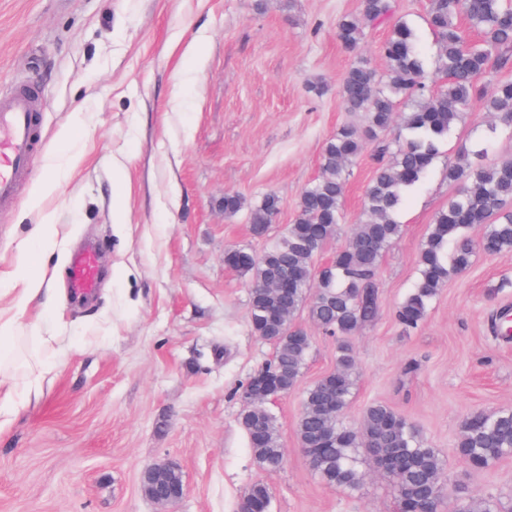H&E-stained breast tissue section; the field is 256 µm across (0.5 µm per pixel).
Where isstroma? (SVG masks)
<instances>
[{
  "label": "stroma",
  "instance_id": "obj_1",
  "mask_svg": "<svg viewBox=\"0 0 512 512\" xmlns=\"http://www.w3.org/2000/svg\"><path fill=\"white\" fill-rule=\"evenodd\" d=\"M391 21L366 30L360 48L336 38V21L360 0H0V92L33 84L43 144L14 204L0 211V275L19 243L51 221L68 252L97 248L93 297L68 294V265L48 264L55 309L39 322L52 372L41 394L0 420V512H157L141 492L149 464L173 460L187 485L174 512H235L253 481L270 512H396L389 481L363 458L362 488L344 492L310 470L296 423L308 386L336 366V340L306 328L312 349L298 386L270 403L286 461L254 462L238 416L241 386L271 358L248 318L249 281L224 263L226 247L262 251L292 223L302 190L320 173L326 142L350 121L339 98L347 70L385 71L392 21L414 27L436 89V38L428 0H393ZM395 218L400 238L379 270L380 309L353 340L358 379L346 414L384 403L413 421L448 462L458 489L512 503V456L481 472L454 453L463 421L512 407V342L495 339L496 314L512 308V251L476 253L441 288L425 320L403 331L395 310L417 279L419 248L455 193L449 164L512 158V129L482 101L442 141ZM60 169L51 192L49 159ZM123 168L127 221H112V172ZM375 167L350 168L344 223H360ZM240 198L232 215L225 194ZM269 193L281 210L267 238L251 209Z\"/></svg>",
  "mask_w": 512,
  "mask_h": 512
}]
</instances>
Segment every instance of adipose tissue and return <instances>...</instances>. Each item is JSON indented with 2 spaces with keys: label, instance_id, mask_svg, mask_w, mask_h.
Listing matches in <instances>:
<instances>
[{
  "label": "adipose tissue",
  "instance_id": "adipose-tissue-1",
  "mask_svg": "<svg viewBox=\"0 0 512 512\" xmlns=\"http://www.w3.org/2000/svg\"><path fill=\"white\" fill-rule=\"evenodd\" d=\"M57 244L56 225H35L31 234L19 245L22 262L7 275L12 284V297L6 308H0V416L15 414L31 397L39 395L48 373L41 356L17 360L15 343L20 313L33 304L44 313L52 310L55 305L54 291L45 287L42 269L30 264L28 258L54 248ZM19 370L24 373L20 380L15 377Z\"/></svg>",
  "mask_w": 512,
  "mask_h": 512
}]
</instances>
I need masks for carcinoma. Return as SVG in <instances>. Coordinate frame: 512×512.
I'll use <instances>...</instances> for the list:
<instances>
[{
  "label": "carcinoma",
  "instance_id": "obj_1",
  "mask_svg": "<svg viewBox=\"0 0 512 512\" xmlns=\"http://www.w3.org/2000/svg\"><path fill=\"white\" fill-rule=\"evenodd\" d=\"M391 9V0H361L360 14L336 20L337 39L347 49L357 48L366 25L386 18ZM459 16L480 32L479 41L466 40ZM425 23L439 44L436 65L446 77L445 85L435 91L428 88L427 61L414 29L405 21L396 22L382 45L388 64L385 77L363 64L346 72L340 98L349 111L360 114L361 122L342 126L328 140L321 174L301 192L294 221L260 255L240 247L226 249L228 266L249 277L248 314L255 335H268L277 318L295 327L296 313L305 309L317 327L336 337V369L305 390L297 423L310 469L331 487L357 491L366 477L360 468L366 450L375 460L387 462L383 470L393 481L399 510L424 502L441 509L451 479L419 428L390 407L372 404L359 423L345 422L357 382L351 338L378 315L380 262L403 231L394 215L405 193L429 172L438 144L476 99L484 101L502 125L512 121V80L481 83L490 70H512V0H429ZM404 98L410 109L400 112ZM371 142L376 166L363 199L364 220L353 225L331 262L320 266L316 259L325 243L341 231L349 166ZM446 178L459 190L431 224L418 254L417 281L397 307V322L406 331L419 327L440 288L451 276L467 271L476 250L482 249L466 229L483 227L496 254L512 251V159L488 165L456 163L448 166ZM279 211V197L266 194L251 211L253 232L266 235ZM280 278L288 280L286 304L270 286ZM274 347L265 366L278 372L286 395L303 375L312 340L290 337ZM240 424L258 465L280 469L284 448L266 405L245 407ZM454 448L463 460L487 468L511 456L512 408L471 415ZM458 512H500V503L491 493L475 491L461 500Z\"/></svg>",
  "mask_w": 512,
  "mask_h": 512
}]
</instances>
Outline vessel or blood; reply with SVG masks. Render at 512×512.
Returning a JSON list of instances; mask_svg holds the SVG:
<instances>
[{"label": "vessel or blood", "mask_w": 512, "mask_h": 512, "mask_svg": "<svg viewBox=\"0 0 512 512\" xmlns=\"http://www.w3.org/2000/svg\"><path fill=\"white\" fill-rule=\"evenodd\" d=\"M39 102L23 87L0 95V210L15 201L21 184L42 143L37 120ZM97 281L94 250L77 255L72 263L70 286L81 294L92 293Z\"/></svg>", "instance_id": "vessel-or-blood-1"}]
</instances>
